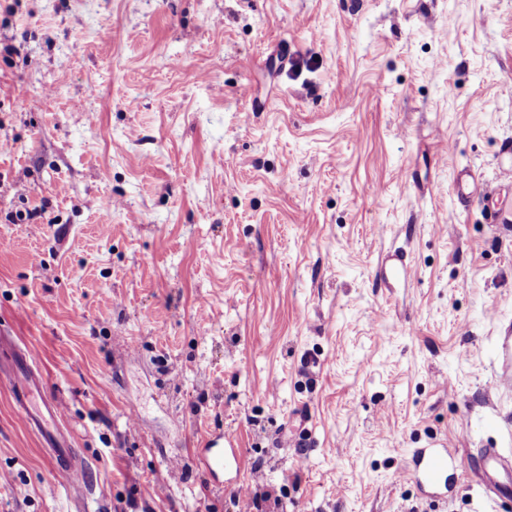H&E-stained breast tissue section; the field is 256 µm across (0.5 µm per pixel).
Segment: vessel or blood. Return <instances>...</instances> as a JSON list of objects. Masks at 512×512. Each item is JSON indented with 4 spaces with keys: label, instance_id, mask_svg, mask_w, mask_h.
Masks as SVG:
<instances>
[{
    "label": "vessel or blood",
    "instance_id": "1",
    "mask_svg": "<svg viewBox=\"0 0 512 512\" xmlns=\"http://www.w3.org/2000/svg\"><path fill=\"white\" fill-rule=\"evenodd\" d=\"M381 267L389 275H407L408 261L405 251L398 248L387 250ZM35 360V352L29 350L16 362L13 386L17 395V404L23 410L27 423L41 433L46 448H49L55 476L61 481L70 482L77 476L78 464L69 443L56 428L64 414V409L56 399L43 395V383L32 371ZM495 386L500 390L512 388L511 328L505 330L498 338ZM36 393L42 396L41 403L37 406L31 402L32 395ZM508 463L511 462H508L499 449H484V471L477 480L481 496L485 497L489 493L498 491L499 485L493 473L497 468L507 467ZM452 465L453 460L446 446L440 442H433L429 447L415 450L406 477L414 481L429 496L443 497L448 493V470Z\"/></svg>",
    "mask_w": 512,
    "mask_h": 512
}]
</instances>
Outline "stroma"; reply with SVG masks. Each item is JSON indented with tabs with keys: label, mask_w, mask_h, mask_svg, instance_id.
<instances>
[{
	"label": "stroma",
	"mask_w": 512,
	"mask_h": 512,
	"mask_svg": "<svg viewBox=\"0 0 512 512\" xmlns=\"http://www.w3.org/2000/svg\"><path fill=\"white\" fill-rule=\"evenodd\" d=\"M503 165L512 0H0V512H477L512 450ZM434 440L444 500L403 477ZM408 266L406 252L400 248L387 250L381 262V269L385 270L386 274L399 275L404 278L407 277ZM495 386L500 390L512 387V329L499 336L496 346ZM35 360V352L29 349L16 361L13 386L17 404L23 410L26 422L42 434L45 446L50 450L55 476L63 482H72L77 477L78 464L64 435L54 429L64 415L63 406L51 396L41 397L38 406L31 402L33 393H40L43 389L42 381L32 371ZM482 453L485 471L478 476L477 486L479 493L484 498L491 492H498L500 486L495 481L493 472L499 467L507 468L508 460L501 454L499 448H484Z\"/></svg>",
	"instance_id": "obj_1"
}]
</instances>
